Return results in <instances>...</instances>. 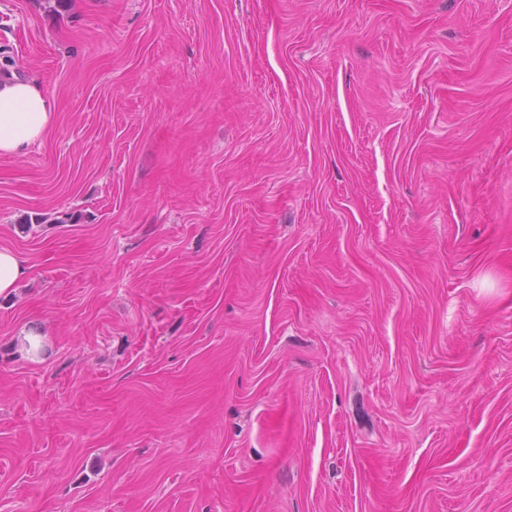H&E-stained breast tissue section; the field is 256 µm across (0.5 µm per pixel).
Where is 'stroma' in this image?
<instances>
[{"label": "stroma", "instance_id": "1", "mask_svg": "<svg viewBox=\"0 0 512 512\" xmlns=\"http://www.w3.org/2000/svg\"><path fill=\"white\" fill-rule=\"evenodd\" d=\"M2 70L0 512H512V0H0ZM53 108L35 80L16 74L0 80V154L26 155L54 124ZM26 273L27 267L18 254L10 249H0V297L11 296Z\"/></svg>", "mask_w": 512, "mask_h": 512}]
</instances>
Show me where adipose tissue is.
Segmentation results:
<instances>
[{
	"label": "adipose tissue",
	"mask_w": 512,
	"mask_h": 512,
	"mask_svg": "<svg viewBox=\"0 0 512 512\" xmlns=\"http://www.w3.org/2000/svg\"><path fill=\"white\" fill-rule=\"evenodd\" d=\"M53 108L35 80L16 75L0 80V154L26 155L53 125Z\"/></svg>",
	"instance_id": "1"
}]
</instances>
